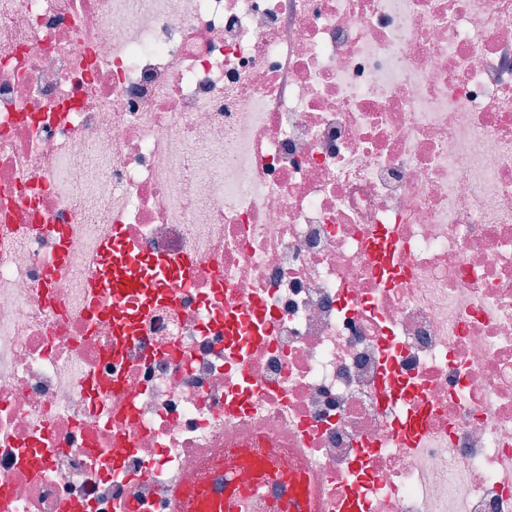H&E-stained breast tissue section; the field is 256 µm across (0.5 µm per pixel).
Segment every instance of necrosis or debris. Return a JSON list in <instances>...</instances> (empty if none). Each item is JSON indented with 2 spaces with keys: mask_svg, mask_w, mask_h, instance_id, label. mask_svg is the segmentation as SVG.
<instances>
[{
  "mask_svg": "<svg viewBox=\"0 0 512 512\" xmlns=\"http://www.w3.org/2000/svg\"><path fill=\"white\" fill-rule=\"evenodd\" d=\"M208 448L252 512H512V0H0V512Z\"/></svg>",
  "mask_w": 512,
  "mask_h": 512,
  "instance_id": "1",
  "label": "necrosis or debris"
}]
</instances>
